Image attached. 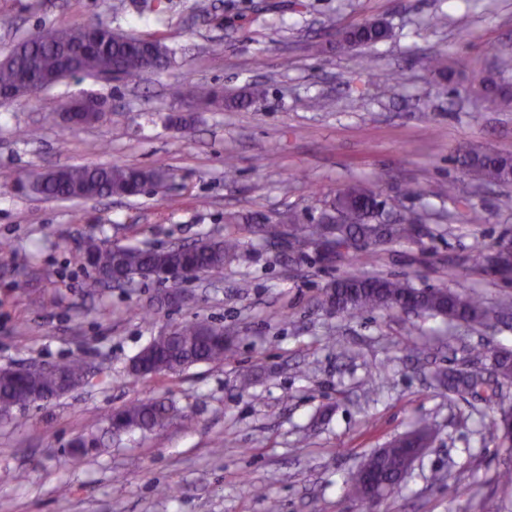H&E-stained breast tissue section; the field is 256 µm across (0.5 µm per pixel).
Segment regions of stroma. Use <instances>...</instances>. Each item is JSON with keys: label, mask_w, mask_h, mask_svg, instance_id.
I'll return each mask as SVG.
<instances>
[{"label": "stroma", "mask_w": 512, "mask_h": 512, "mask_svg": "<svg viewBox=\"0 0 512 512\" xmlns=\"http://www.w3.org/2000/svg\"><path fill=\"white\" fill-rule=\"evenodd\" d=\"M194 2L143 13L135 0H0L14 21L0 28V58L43 28L89 21L161 37L175 52L137 85L66 79L0 105V246L14 255L0 267V369L74 356L90 368L88 385L0 417V474L26 475L0 481V512H269L272 502L276 512H363L354 472L425 420L433 443L380 512H480L486 498L512 512V485L498 478L512 456L483 433L499 406H512V385L488 404L432 377L473 352L484 368L492 352H512V309L501 308L512 280L469 261L475 244L512 242V183H481L455 157L461 143L512 155V106L483 111L470 90L489 74L512 87V0H211L206 15ZM371 20L392 39L337 46L334 28ZM437 55L453 77L431 68ZM392 72L397 81L383 83ZM183 76L228 98L259 82L265 95L204 109L169 97ZM80 93L104 99L106 114L70 129L61 113ZM28 128L38 139H22ZM113 163L163 166L175 180L161 196L79 202L15 188L35 166ZM349 183L375 191L388 212L421 214L428 234L323 264L247 233L222 273L182 283L184 304H159L166 288L151 280L83 293L85 235L160 248L227 233L231 213L306 221ZM356 266L476 296L500 320L478 333L396 309L327 316L322 288ZM26 268L34 275L21 292L14 282ZM195 319L235 336L223 363L127 378L154 336ZM138 399L173 404L195 424L107 433L106 414ZM89 433L100 451L73 458L71 442Z\"/></svg>", "instance_id": "stroma-1"}]
</instances>
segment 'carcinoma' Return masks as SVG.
<instances>
[{
  "label": "carcinoma",
  "instance_id": "cac0c4a2",
  "mask_svg": "<svg viewBox=\"0 0 512 512\" xmlns=\"http://www.w3.org/2000/svg\"><path fill=\"white\" fill-rule=\"evenodd\" d=\"M101 29L99 48L79 59L83 74L95 79L112 76L117 81L145 80L164 70L171 63V50L159 37H138L116 33L99 22ZM87 25L66 28H47L38 36L18 42L0 62V92L16 87L21 77L33 73L48 83L66 77L65 57L62 47H78L87 39ZM392 36L387 25L379 29L357 26L336 32L339 42L349 47L374 44ZM171 97L197 104H214L224 95L209 86L195 84L186 78L169 85ZM512 96L490 81L483 96L484 107L495 111L509 103ZM456 153L462 157L467 170L478 178L495 183H512V159L460 147ZM172 179L167 169L145 170L125 164L71 165L61 168L59 176L32 170L25 182L30 190L46 200L82 201L103 196H127L133 187L137 195L146 192H164ZM340 213L341 222L330 225L327 234L334 237V247H345L360 255L371 248L392 243L414 242L418 223L415 212L405 213L392 220L385 210V203L357 184H348L336 190L327 202L324 212ZM250 232L265 240L287 239V249L302 254L310 249V225L295 217L287 224H276L265 216L263 222L254 224ZM244 249L242 239L235 233L219 237L205 236L187 247L153 249L139 246H105L93 235L84 241L83 256H93L90 267L94 276L86 284L93 293L104 284L121 287L136 279H147L155 274L190 263L206 274L220 273L224 267L240 257ZM321 305L336 304L344 308V315L356 317L362 313L387 309L400 300H409L423 308L432 317H441L450 324L463 323L472 329L487 326L488 314L481 304L446 288L419 290L400 278L371 276L353 268L342 277L322 288ZM230 340L224 329L207 321H191L177 325L172 336H159L141 349L133 358L128 375L144 379L156 375L179 372L201 362H221L229 351ZM86 363L73 357L56 363L38 373H21L16 369H0V414L7 415L17 407L33 403L37 393L53 392L63 375L74 382L85 380ZM443 381L452 393L465 391L477 393L488 385L480 369H450L443 374ZM179 418L190 426L194 417L177 411L173 405L158 400L133 401L106 415L107 425L119 423L123 429L155 431ZM508 423L506 412L493 416L483 425L492 439L505 436ZM100 439L79 437L72 442V455L81 457L96 448ZM405 441L398 437L391 441L384 454L372 460L374 472L383 479L391 477L401 464Z\"/></svg>",
  "mask_w": 512,
  "mask_h": 512
}]
</instances>
